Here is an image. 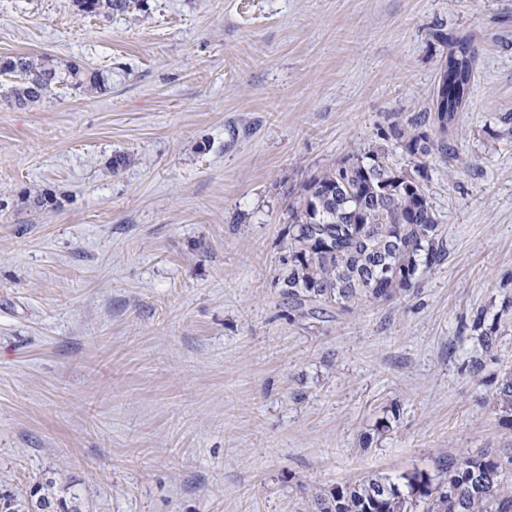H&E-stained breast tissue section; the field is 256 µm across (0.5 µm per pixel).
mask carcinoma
Returning <instances> with one entry per match:
<instances>
[{"label": "carcinoma", "instance_id": "obj_1", "mask_svg": "<svg viewBox=\"0 0 512 512\" xmlns=\"http://www.w3.org/2000/svg\"><path fill=\"white\" fill-rule=\"evenodd\" d=\"M84 16L126 12L138 0H74ZM446 49L439 76L424 112L393 114L379 139L396 142L413 160L410 169L387 163L385 149H355L326 167L304 186L291 209L288 239L277 280L293 316L320 319L332 311L352 313L365 302L376 303L412 294L422 274L448 258L443 225L426 192L429 161L457 157L449 137L435 128L454 130L457 114L471 93L477 55L467 36L432 34ZM21 73L9 97L19 105L35 102L58 86L85 95H103L109 87L100 72L62 65L48 56L0 58V74ZM512 319V298L494 312L482 308L467 326L476 355L468 362L471 377L485 387L483 402L501 412L502 426L512 429V369L486 373ZM497 451L483 450L463 459L439 463V481L413 471L397 478L372 476L345 482L313 496L311 512H412L428 502L427 512H512V493L504 489L507 468ZM76 512L54 499L41 484L29 497L3 499L0 512Z\"/></svg>", "mask_w": 512, "mask_h": 512}]
</instances>
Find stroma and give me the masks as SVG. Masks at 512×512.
<instances>
[{
  "mask_svg": "<svg viewBox=\"0 0 512 512\" xmlns=\"http://www.w3.org/2000/svg\"><path fill=\"white\" fill-rule=\"evenodd\" d=\"M439 29L478 50L458 157L429 165L448 258L409 296L298 319L275 286L289 208L429 108ZM44 53L110 90L21 106L0 74V495L309 512L512 455L466 370L473 312L512 297V0H0V57ZM139 0H74L77 10L83 16H99L103 10L109 15L112 12H127L132 3H137Z\"/></svg>",
  "mask_w": 512,
  "mask_h": 512,
  "instance_id": "obj_1",
  "label": "stroma"
}]
</instances>
